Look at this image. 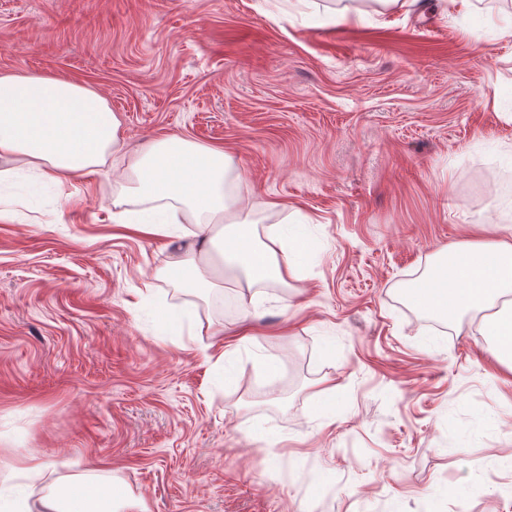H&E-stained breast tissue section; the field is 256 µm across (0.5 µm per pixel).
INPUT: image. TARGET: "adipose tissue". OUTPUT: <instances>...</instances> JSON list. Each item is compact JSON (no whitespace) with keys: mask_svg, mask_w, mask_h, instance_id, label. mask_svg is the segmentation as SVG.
Listing matches in <instances>:
<instances>
[{"mask_svg":"<svg viewBox=\"0 0 512 512\" xmlns=\"http://www.w3.org/2000/svg\"><path fill=\"white\" fill-rule=\"evenodd\" d=\"M118 169L112 221L156 237L198 226L195 242L174 256L170 277L187 288L211 287L221 272L231 287L284 285L298 277L303 246L285 204L263 210L277 223L259 225V210L238 193L240 175L224 149L179 136L129 149L121 122L94 89L56 77L0 75V181L16 169L38 171L61 184L103 165ZM413 301L445 321L473 315L501 368L512 373V225L499 236L448 251L435 273L412 289ZM42 512H149L143 500L57 485L41 499Z\"/></svg>","mask_w":512,"mask_h":512,"instance_id":"obj_1","label":"adipose tissue"}]
</instances>
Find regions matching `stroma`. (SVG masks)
<instances>
[{
    "label": "stroma",
    "mask_w": 512,
    "mask_h": 512,
    "mask_svg": "<svg viewBox=\"0 0 512 512\" xmlns=\"http://www.w3.org/2000/svg\"><path fill=\"white\" fill-rule=\"evenodd\" d=\"M0 0V74L74 81L137 145L232 154L304 217L300 277L187 291L112 171L0 183V481L149 512H512V374L408 288L512 225V0ZM249 337L235 332L243 310ZM211 345L221 365L204 361Z\"/></svg>",
    "instance_id": "1"
}]
</instances>
